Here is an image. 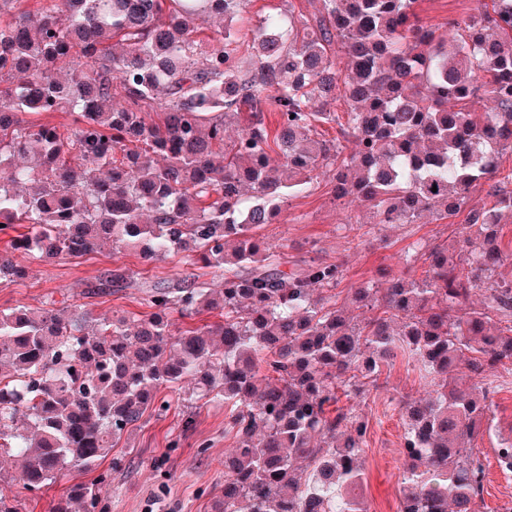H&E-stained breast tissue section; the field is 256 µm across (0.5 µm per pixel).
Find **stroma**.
I'll list each match as a JSON object with an SVG mask.
<instances>
[{
	"label": "stroma",
	"instance_id": "1",
	"mask_svg": "<svg viewBox=\"0 0 512 512\" xmlns=\"http://www.w3.org/2000/svg\"><path fill=\"white\" fill-rule=\"evenodd\" d=\"M282 4L307 17L322 9L320 0H250L233 24L257 25ZM331 188L330 177L319 175L308 191L288 199L276 222L261 228V236L286 261L312 256L341 261L345 283L350 286L376 279L382 270H404L407 252L414 245L441 242L449 234L446 221L428 215L417 224H380L372 234L361 235L347 219L369 221L368 211L355 202L334 200ZM1 250L27 269L25 279L0 287L1 308H36L52 298L93 318L142 316L148 309L140 289L97 296L89 294V284L117 266L137 272L140 281L147 283L178 276H195L206 282L215 279L211 269L201 267L185 253L147 265L137 254L107 248L77 259L41 262L24 252L8 250L7 238L0 234ZM491 376L500 382L492 397L494 429L473 442L486 466L479 512H501L512 504V474L501 471L494 453L499 438L512 432V366H498ZM429 389V380L416 362L401 356L383 367L376 387L358 404L369 421L365 452L369 512H397L405 466L399 408L403 401L425 396ZM165 395L167 409L146 413L121 439L112 458L104 459L96 469L65 471L48 489L31 491L6 463L0 465V491L15 497L21 512H49L52 501L77 482L96 484L94 512H214L224 488V455L235 446L234 435L227 429L230 411L220 400H191L186 386L166 390Z\"/></svg>",
	"mask_w": 512,
	"mask_h": 512
}]
</instances>
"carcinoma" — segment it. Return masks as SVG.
Masks as SVG:
<instances>
[{"instance_id": "carcinoma-1", "label": "carcinoma", "mask_w": 512, "mask_h": 512, "mask_svg": "<svg viewBox=\"0 0 512 512\" xmlns=\"http://www.w3.org/2000/svg\"><path fill=\"white\" fill-rule=\"evenodd\" d=\"M26 2L0 0V231L27 225L12 248L46 261L109 247L147 264L191 251L222 275L217 294L186 277L146 285L141 318L91 324L54 301L0 309V455L27 489L96 468L161 389L189 381L233 407L215 512H369V422L329 407L340 390L364 395L402 354L433 389L403 410L397 512H476L488 374L512 364V255L498 244L512 215V170L499 165L512 151V0H473L448 40L422 24L417 0H321L313 23L282 9L247 30L225 21L249 0ZM206 19L224 26L202 38ZM253 47L258 65L243 70ZM268 110L280 113L273 136ZM52 112L70 122L21 118ZM231 120L241 126L226 143ZM325 124L341 138H320ZM323 168L334 198L363 202L376 225L463 215L451 243L348 289L349 304L374 311L364 321L337 305L343 263L287 273L256 234ZM25 275L0 258V284ZM135 276L111 269L89 293ZM219 305L221 322L172 331L174 315ZM495 452L512 471V437ZM96 497L74 483L50 512H88Z\"/></svg>"}]
</instances>
